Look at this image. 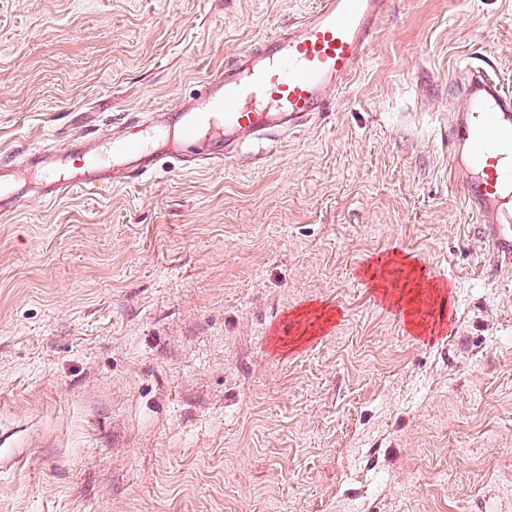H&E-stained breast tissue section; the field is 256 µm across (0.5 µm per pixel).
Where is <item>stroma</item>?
Instances as JSON below:
<instances>
[{"label":"stroma","instance_id":"stroma-1","mask_svg":"<svg viewBox=\"0 0 512 512\" xmlns=\"http://www.w3.org/2000/svg\"><path fill=\"white\" fill-rule=\"evenodd\" d=\"M316 0H0V163L189 103ZM512 0H391L325 112L232 163L0 211V512H512V267L442 147ZM431 266L422 331L366 271Z\"/></svg>","mask_w":512,"mask_h":512}]
</instances>
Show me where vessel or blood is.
Listing matches in <instances>:
<instances>
[{
    "mask_svg": "<svg viewBox=\"0 0 512 512\" xmlns=\"http://www.w3.org/2000/svg\"><path fill=\"white\" fill-rule=\"evenodd\" d=\"M389 6L390 0H317L301 19L240 49L187 106L76 148L27 146L18 169H36L44 199L54 201L95 181L156 172L168 153L189 169L224 165L236 158L242 135L272 141L323 111L329 91L367 58ZM461 93L467 107L445 134L448 160L467 210L488 230L494 263L511 264L512 92L474 69Z\"/></svg>",
    "mask_w": 512,
    "mask_h": 512,
    "instance_id": "b4317fda",
    "label": "vessel or blood"
}]
</instances>
